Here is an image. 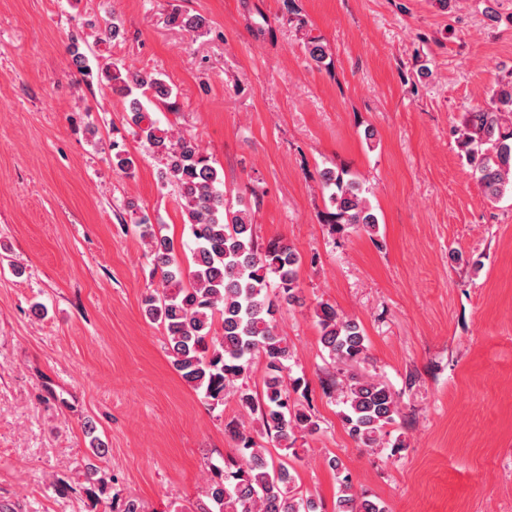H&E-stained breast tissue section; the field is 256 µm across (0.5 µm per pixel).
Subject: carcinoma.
<instances>
[{"instance_id":"1","label":"carcinoma","mask_w":512,"mask_h":512,"mask_svg":"<svg viewBox=\"0 0 512 512\" xmlns=\"http://www.w3.org/2000/svg\"><path fill=\"white\" fill-rule=\"evenodd\" d=\"M169 22L191 32L205 27V19L178 9ZM308 59L319 69L329 68L330 54L319 37L304 42ZM99 82L113 93L131 98V123L163 161L165 179L175 186L186 224L193 237L191 263L184 269L173 241L141 219L160 287L144 299L145 316L163 327L173 369L193 389L214 404L235 399L242 412L260 416L275 450L259 446L244 426L233 430L238 459L213 475L193 504L192 512H317L303 494L289 459L297 456L299 437L319 430L312 414L291 397L288 386L294 352L279 332L280 304L300 301L298 274L302 258L291 246L257 243L250 210L235 209L225 199L224 178L197 139L161 126L134 92L155 101L172 95V88L154 73H131L116 65L101 69ZM458 146L484 196L492 203L512 197V80L495 89L484 106L464 114L455 130ZM112 154V167L130 175L135 157L126 150ZM322 190L327 192L330 224L349 225L369 237L377 234L379 218L368 189L355 177L326 168ZM277 292L270 294L271 281ZM314 316L320 342L330 360L355 369L369 361L366 336L360 323L335 306L319 303ZM265 361L262 395L245 382L251 362ZM338 388L345 410L342 419L350 435L366 448L381 446L385 428L400 414L396 394L377 377L353 372ZM330 466L343 474L338 459ZM336 512H386L384 504L357 495L349 475L339 480Z\"/></svg>"}]
</instances>
